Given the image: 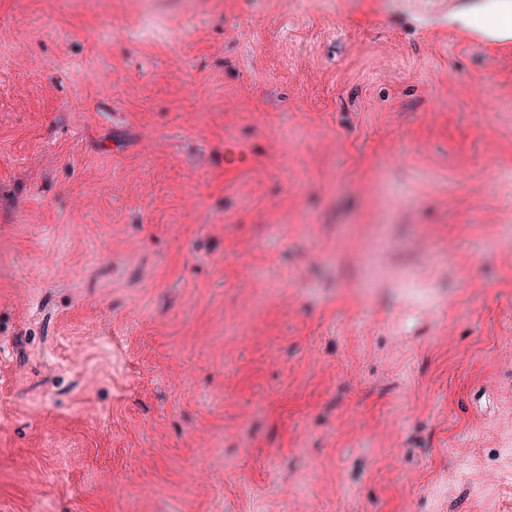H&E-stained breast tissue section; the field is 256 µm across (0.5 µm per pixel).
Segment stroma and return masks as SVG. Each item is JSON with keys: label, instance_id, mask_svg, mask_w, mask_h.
<instances>
[{"label": "stroma", "instance_id": "stroma-1", "mask_svg": "<svg viewBox=\"0 0 512 512\" xmlns=\"http://www.w3.org/2000/svg\"><path fill=\"white\" fill-rule=\"evenodd\" d=\"M0 512H512V0H0Z\"/></svg>", "mask_w": 512, "mask_h": 512}]
</instances>
